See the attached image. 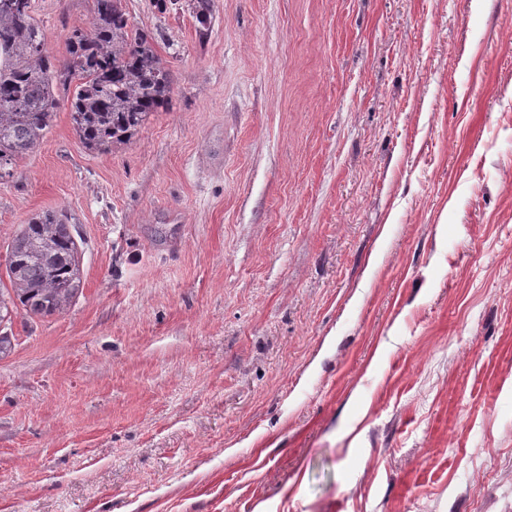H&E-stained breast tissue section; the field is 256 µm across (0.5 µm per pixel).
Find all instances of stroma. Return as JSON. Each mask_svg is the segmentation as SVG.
<instances>
[{"mask_svg":"<svg viewBox=\"0 0 512 512\" xmlns=\"http://www.w3.org/2000/svg\"><path fill=\"white\" fill-rule=\"evenodd\" d=\"M173 94L101 153L61 101L6 248L83 292L0 359V512H512V0H122ZM94 0H34L46 47Z\"/></svg>","mask_w":512,"mask_h":512,"instance_id":"obj_1","label":"stroma"}]
</instances>
